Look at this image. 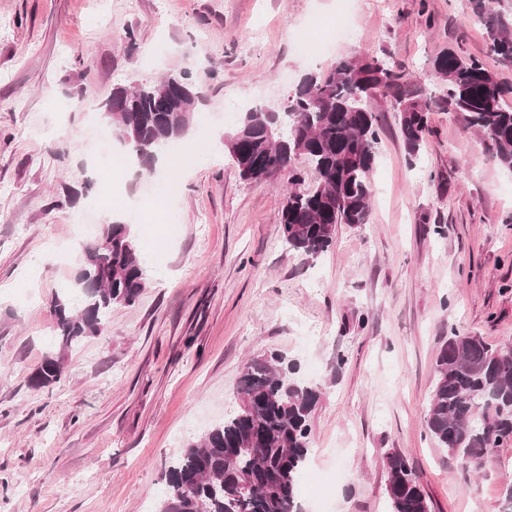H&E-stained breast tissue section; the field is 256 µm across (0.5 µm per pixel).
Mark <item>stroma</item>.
Masks as SVG:
<instances>
[{
    "label": "stroma",
    "mask_w": 512,
    "mask_h": 512,
    "mask_svg": "<svg viewBox=\"0 0 512 512\" xmlns=\"http://www.w3.org/2000/svg\"><path fill=\"white\" fill-rule=\"evenodd\" d=\"M446 48L512 85L469 0H0V512H157L170 462L237 410L244 365L275 350L322 392L303 512H390L394 451L430 512H501L512 443L466 472L425 416L451 332L512 344V171L457 112L431 113L409 159L392 102L371 99L368 221L305 259L277 223L287 177L245 183L224 147L306 73L388 57L431 86ZM211 63L185 157L112 180L90 134L113 87ZM112 202L148 285L68 353L58 383L31 389L51 300Z\"/></svg>",
    "instance_id": "obj_1"
}]
</instances>
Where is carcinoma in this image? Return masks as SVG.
<instances>
[{
    "label": "carcinoma",
    "instance_id": "carcinoma-1",
    "mask_svg": "<svg viewBox=\"0 0 512 512\" xmlns=\"http://www.w3.org/2000/svg\"><path fill=\"white\" fill-rule=\"evenodd\" d=\"M491 51L512 65V16L471 0ZM446 83L435 98L411 81L398 63L373 57L359 68L346 58L326 72L306 73L294 89L291 108L245 113L224 146L240 177L260 182L284 172L292 189L278 214L288 249L306 258L326 252L339 224L367 222L379 130L367 99L391 97L409 159L429 133L432 108L461 112L481 134L497 161L512 170V85L499 82L479 60L448 48L432 60ZM106 102L113 138L153 171L166 149L182 139L198 102L170 91L167 78L144 92L112 88ZM307 158L311 181L294 162ZM148 273L128 225H105L82 251L71 290L52 299L54 344L28 384L42 389L58 382L69 350L101 336L114 305L134 304ZM238 410L186 448L165 474L168 491L159 512H301L299 474L311 445L318 387L296 377L278 352L248 362L237 385ZM426 432L466 466L477 468L501 442L512 440V346H492L482 337L454 332L436 357V380ZM391 512H430L406 457L387 456Z\"/></svg>",
    "mask_w": 512,
    "mask_h": 512
}]
</instances>
